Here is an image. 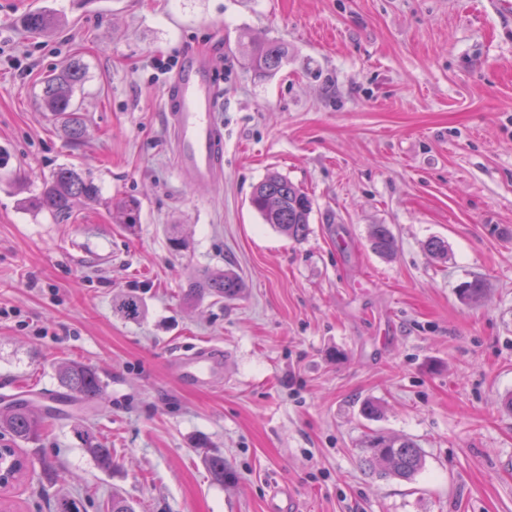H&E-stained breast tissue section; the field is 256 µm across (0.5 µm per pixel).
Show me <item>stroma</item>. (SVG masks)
<instances>
[{"label": "stroma", "mask_w": 512, "mask_h": 512, "mask_svg": "<svg viewBox=\"0 0 512 512\" xmlns=\"http://www.w3.org/2000/svg\"><path fill=\"white\" fill-rule=\"evenodd\" d=\"M45 5L55 27L30 32ZM244 37L288 57L261 76ZM0 47V398L40 410L63 359L105 382L24 445L13 512H52L59 494L105 512L116 492L135 512H265L279 483L299 512H512V0H0ZM193 54L224 94L213 189L182 182L163 110ZM73 57L77 146L41 104ZM71 165L99 202L67 219L25 207ZM271 171L313 200L304 240L250 205ZM116 195L140 201L135 230L113 223ZM375 224L394 257L372 250ZM433 237L447 258L425 252ZM224 270L243 281L237 298L184 303L197 276ZM475 276L488 290L463 304ZM127 294L137 318L115 310ZM205 345L223 347V378L184 386L168 359ZM367 400L380 417L362 415ZM79 422L113 471L84 452ZM373 431L420 445L415 481L365 475ZM48 463L64 476L53 487ZM372 249L384 257H391L397 251V241L391 229L385 224H375L370 236Z\"/></svg>", "instance_id": "35a3bbf8"}]
</instances>
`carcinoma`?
<instances>
[{"mask_svg": "<svg viewBox=\"0 0 512 512\" xmlns=\"http://www.w3.org/2000/svg\"><path fill=\"white\" fill-rule=\"evenodd\" d=\"M56 24L46 10H39L25 18V25L33 32H43ZM256 69L263 74H272L280 69L288 50L277 42L258 45L240 43ZM83 64L78 59L69 61L63 69L47 77L43 87V106L63 122L68 139L77 142L82 139L85 126L83 117L72 103L75 85L84 79ZM100 199L99 188L94 180L75 167H61L46 179L39 194L26 200V204L37 211L47 210L55 216L67 217L80 202H96ZM251 206L260 214L264 223L277 232L301 240L309 231L312 199L299 186L277 172H270L258 183L250 197ZM112 221L122 224L128 230H135L139 221V202L130 197L110 201ZM370 242L372 249L384 257H391L397 251V241L391 229L385 224L373 227ZM240 277L231 270L205 273L185 290V299L198 302L206 297L232 299L242 290ZM487 291L485 280L474 277L459 284L457 294L464 303L481 298ZM117 311L128 319L139 316L140 304L134 295H128L117 306ZM58 391L56 396L84 403L97 401L104 391L103 381L96 368L76 361H61L55 367ZM53 411L46 410L42 416L29 411L21 400H12L0 407V436L9 437L13 443H35L46 429V419ZM83 449L96 466L103 471L114 468L112 449L103 447L82 425L74 428ZM361 460L366 470L383 479H398L411 482L424 466V453L416 441L409 437L389 436L383 433L365 435L360 446ZM14 462L18 465L14 479L3 486L4 491L22 481L28 472V458L18 448L8 449L0 456V463ZM54 512H84L83 503L70 496L55 500Z\"/></svg>", "mask_w": 512, "mask_h": 512, "instance_id": "1", "label": "carcinoma"}]
</instances>
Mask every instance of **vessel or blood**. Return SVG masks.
I'll return each mask as SVG.
<instances>
[{
  "instance_id": "b4317fda",
  "label": "vessel or blood",
  "mask_w": 512,
  "mask_h": 512,
  "mask_svg": "<svg viewBox=\"0 0 512 512\" xmlns=\"http://www.w3.org/2000/svg\"><path fill=\"white\" fill-rule=\"evenodd\" d=\"M180 175L195 184L219 185L224 177L222 114L209 64L196 58L181 69L165 100ZM224 358L212 347L171 359L172 372L183 382L207 387L223 372Z\"/></svg>"
}]
</instances>
